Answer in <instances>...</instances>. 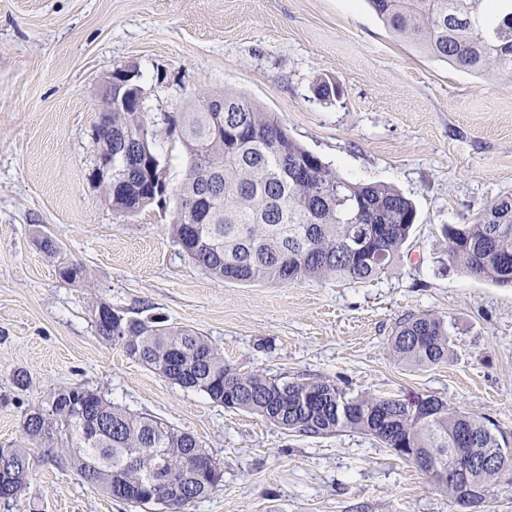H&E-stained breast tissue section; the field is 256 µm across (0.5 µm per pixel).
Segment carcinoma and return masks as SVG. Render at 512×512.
<instances>
[{
    "mask_svg": "<svg viewBox=\"0 0 512 512\" xmlns=\"http://www.w3.org/2000/svg\"><path fill=\"white\" fill-rule=\"evenodd\" d=\"M390 32L432 60L474 75L512 77V0H366ZM112 74V111L101 113L97 146L112 144V184L98 188L113 211L134 216L169 189L155 150L156 133L179 131L186 157L170 231L187 255L220 281L288 285L336 279L368 283L386 273L410 238L416 209L389 185L356 182L296 142L274 113L242 94L207 91L182 112L151 118L127 92L139 77ZM224 103V111H212ZM448 261L466 275L512 286V195L487 205L472 224H448ZM70 283L86 279L79 263L60 266ZM97 335L182 388L205 393L227 408L258 415L301 435L357 432L386 448H413L429 474L457 458L480 463L468 479L437 485L456 505L483 504L500 482L492 462L507 441L478 418L429 397L416 404L364 394L349 398L335 381H305L242 372L205 336L188 326L134 319L102 302ZM389 346L413 367L435 366L451 355L445 322L411 313L396 324ZM60 426L74 449L71 467L113 498L124 487L131 503L158 499L181 507L208 496L222 474L200 475L211 456L193 434L132 413L82 387L50 393L24 419L30 440ZM29 449L0 448V499L27 486Z\"/></svg>",
    "mask_w": 512,
    "mask_h": 512,
    "instance_id": "carcinoma-1",
    "label": "carcinoma"
}]
</instances>
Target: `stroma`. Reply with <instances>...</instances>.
Wrapping results in <instances>:
<instances>
[{"label":"stroma","instance_id":"stroma-1","mask_svg":"<svg viewBox=\"0 0 512 512\" xmlns=\"http://www.w3.org/2000/svg\"><path fill=\"white\" fill-rule=\"evenodd\" d=\"M130 65L150 114L236 91L340 174L400 190L417 208L400 259L366 284L241 285L169 234L175 200L113 212L89 174L99 92ZM320 79L336 96L316 94ZM509 194L512 79L433 61L365 0H0V448L23 441L26 414L52 391L81 386L195 435L219 463L217 487L180 512H456L376 439L301 436L171 384L103 342L93 313L105 301L191 327L244 372L330 377L351 397L435 396L512 441V288L450 267L442 234ZM64 258L89 286L59 277ZM422 312L447 322L453 355L414 368L389 340ZM66 456L31 446L28 485L0 512H167L107 497Z\"/></svg>","mask_w":512,"mask_h":512}]
</instances>
